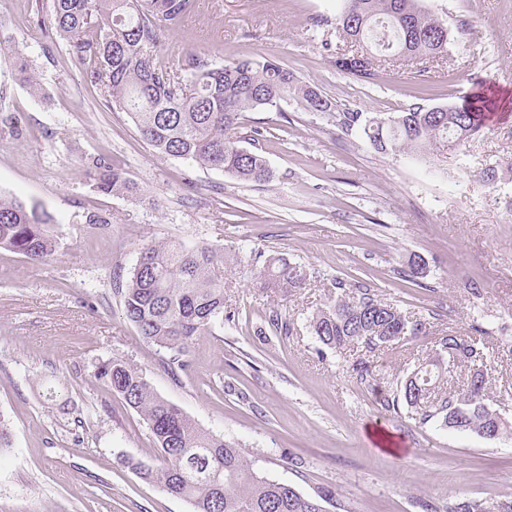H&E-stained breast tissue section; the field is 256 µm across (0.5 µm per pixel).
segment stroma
Wrapping results in <instances>:
<instances>
[{
	"instance_id": "stroma-1",
	"label": "stroma",
	"mask_w": 512,
	"mask_h": 512,
	"mask_svg": "<svg viewBox=\"0 0 512 512\" xmlns=\"http://www.w3.org/2000/svg\"><path fill=\"white\" fill-rule=\"evenodd\" d=\"M448 27L445 56L399 60L375 77L336 67L351 47L332 22L343 0H195L162 38L170 62L190 50L217 64L265 57L288 65L337 111L387 116L413 104H460L483 91L500 101L466 145L439 141L424 159L375 152L357 132L295 101L244 113L241 132L272 173L241 183L223 172L159 156L128 113L101 103L64 41L44 26L49 0H0V195L39 204L56 220V252L40 261L0 249V512H190L127 466L159 458L142 418L95 373L119 358L201 428L239 443L268 478L305 494L332 488L329 512H446L458 497L512 499V436L488 440L431 423L384 402L441 336L491 331L489 405L512 421V0H424ZM27 57L41 86L14 77ZM106 156L132 185L92 187ZM499 178L477 182L481 168ZM90 214L102 216L87 223ZM207 245L224 258L232 321L198 336L186 372L122 315L116 292L142 248ZM303 267L287 297L257 279L270 257ZM422 268L406 270L412 258ZM358 280L427 335L340 356L308 327ZM293 332H266L270 309ZM368 356L377 377L351 370ZM62 395L45 400L44 386Z\"/></svg>"
}]
</instances>
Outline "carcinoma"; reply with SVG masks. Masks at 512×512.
I'll list each match as a JSON object with an SVG mask.
<instances>
[{
	"instance_id": "cac0c4a2",
	"label": "carcinoma",
	"mask_w": 512,
	"mask_h": 512,
	"mask_svg": "<svg viewBox=\"0 0 512 512\" xmlns=\"http://www.w3.org/2000/svg\"><path fill=\"white\" fill-rule=\"evenodd\" d=\"M195 0H50V23L66 40L86 80L106 105L131 114L141 137L161 156L190 160L241 182H265L270 170L256 151L239 146L244 112L280 108L293 98L309 112L336 119L346 132L359 129L380 154L424 156L441 139L466 143L482 127L478 108L469 105L426 108L414 104L388 121L362 112H338L293 70L268 59H237L216 65L205 53L189 52L181 67L161 53V36L181 27ZM387 23L386 49L403 60H430L448 52V26L421 0H345L336 33L356 46L336 57V67L356 76L373 75L368 45L374 28ZM19 81L33 93L40 84L20 59ZM90 178L100 193L129 189L122 170L107 157L93 160ZM51 216L37 204L0 196V249L31 260L55 253ZM223 261L212 248L187 242L149 245L120 288L126 319L146 342L170 354V371L187 367L197 336L224 327V281L215 274ZM260 287L274 293L306 285L307 274L283 258L272 257L258 273ZM340 295L312 314L309 327L325 346L341 353L357 344L370 350L426 333L422 320L410 321L394 305L357 282L335 280ZM268 326L292 332L287 318L269 311ZM489 346L472 336L450 333L401 383L392 406L406 404L418 423H438L484 437L490 428L512 434V424L488 404ZM468 367L462 384L448 389V374ZM97 378L146 422L162 466L134 469L167 494L187 501L190 512H327L334 492L301 493L292 483L263 475L256 460L238 444L200 428L177 405L163 398L126 362L99 364ZM448 512H512V499L491 505L469 498L448 504Z\"/></svg>"
}]
</instances>
